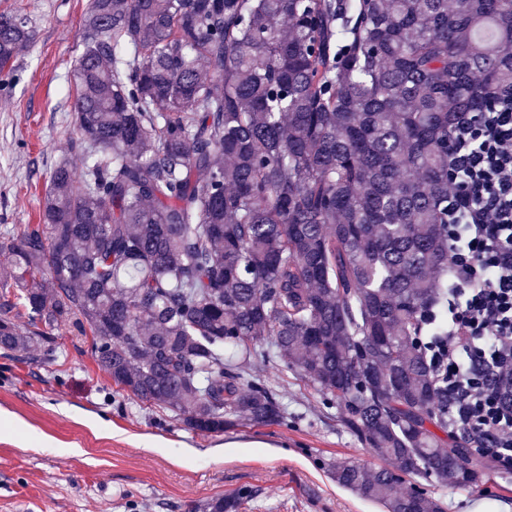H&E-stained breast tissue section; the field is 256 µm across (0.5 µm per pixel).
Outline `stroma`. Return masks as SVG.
Listing matches in <instances>:
<instances>
[{"label": "stroma", "mask_w": 512, "mask_h": 512, "mask_svg": "<svg viewBox=\"0 0 512 512\" xmlns=\"http://www.w3.org/2000/svg\"><path fill=\"white\" fill-rule=\"evenodd\" d=\"M91 0H0L28 17L31 48L0 86V232L39 223L51 170L84 160L70 142L74 68ZM281 403L283 425L189 429L127 396L72 326L32 358L0 352V512H192L247 487L240 512H381L336 484L332 466L381 459L348 432L309 381L276 363L255 373ZM447 512H512V468L464 490L430 484Z\"/></svg>", "instance_id": "1"}]
</instances>
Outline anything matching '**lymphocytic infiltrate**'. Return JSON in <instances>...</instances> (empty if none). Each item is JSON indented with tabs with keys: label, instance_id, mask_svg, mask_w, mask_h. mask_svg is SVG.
<instances>
[{
	"label": "lymphocytic infiltrate",
	"instance_id": "obj_1",
	"mask_svg": "<svg viewBox=\"0 0 512 512\" xmlns=\"http://www.w3.org/2000/svg\"><path fill=\"white\" fill-rule=\"evenodd\" d=\"M499 112L464 116L452 140L464 174L448 186L459 226L452 245L448 307L431 318L439 373L462 393L470 423L455 434L489 442L512 460V410L486 384L512 378V95Z\"/></svg>",
	"mask_w": 512,
	"mask_h": 512
}]
</instances>
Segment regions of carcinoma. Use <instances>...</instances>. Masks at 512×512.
<instances>
[{"instance_id":"carcinoma-1","label":"carcinoma","mask_w":512,"mask_h":512,"mask_svg":"<svg viewBox=\"0 0 512 512\" xmlns=\"http://www.w3.org/2000/svg\"><path fill=\"white\" fill-rule=\"evenodd\" d=\"M32 38L0 13V82ZM75 79L84 167L0 245L28 317L3 305L1 350L75 323L120 390L205 434L283 422L249 378L276 361L394 465L333 466L384 512L495 472L448 431L425 313L453 278L452 129L512 87V0H92Z\"/></svg>"}]
</instances>
